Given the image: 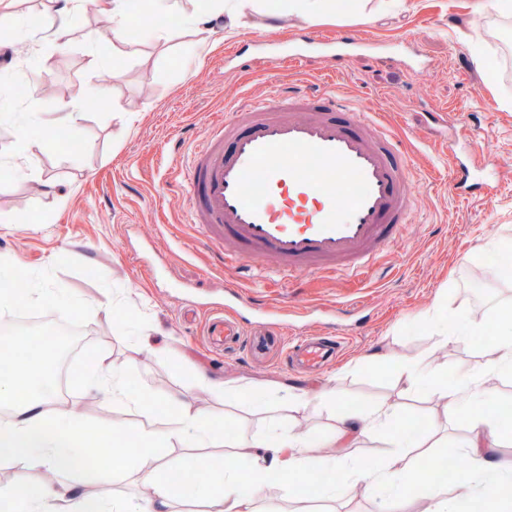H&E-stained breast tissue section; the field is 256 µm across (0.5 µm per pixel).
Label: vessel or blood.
Returning <instances> with one entry per match:
<instances>
[{
  "label": "vessel or blood",
  "instance_id": "obj_1",
  "mask_svg": "<svg viewBox=\"0 0 512 512\" xmlns=\"http://www.w3.org/2000/svg\"><path fill=\"white\" fill-rule=\"evenodd\" d=\"M267 46L266 71L312 57L358 55L371 48L356 33L300 35L282 42L258 36ZM451 192L485 197L486 185L449 149ZM411 163L400 136L369 113L332 93H300L274 87L265 99L233 107L213 121L191 150L184 186L191 223L218 245L219 261L240 252L254 260L275 255L289 277L363 274L401 243L413 212L408 190ZM233 306L207 326L212 346H234L242 331ZM337 336L299 338L287 360L302 367L331 360Z\"/></svg>",
  "mask_w": 512,
  "mask_h": 512
}]
</instances>
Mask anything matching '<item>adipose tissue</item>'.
I'll list each match as a JSON object with an SVG mask.
<instances>
[{
    "mask_svg": "<svg viewBox=\"0 0 512 512\" xmlns=\"http://www.w3.org/2000/svg\"><path fill=\"white\" fill-rule=\"evenodd\" d=\"M55 2L53 10L32 22L31 32L39 41L61 45L76 23V0ZM498 322L499 329L485 348V368L479 373L462 371L452 379L446 369L425 357L401 359L390 353H373L369 360L391 368L413 391L428 387L438 390L446 399L447 410L466 420L471 466L453 480L465 498L512 502V464L497 457L498 425L479 412L481 405L491 403L495 397L492 378L512 372V309L500 311ZM43 368V362L29 363L17 367L10 378L0 379V404L9 407L8 414L0 417V463L23 462L58 473H80L81 459L87 452L86 440L111 439L112 427L80 421L53 406L44 391ZM133 373V366L117 367L102 358L93 379L113 399L143 412L152 411V403L128 393L126 383ZM401 420V409L388 402L344 411L341 421L354 437H384L386 452L375 460L321 458L310 449L312 433L283 434L278 422H271L269 432L282 435L284 449L267 448L262 438L250 441L251 470L244 475L236 465H215L201 456L170 461L158 457L157 450L166 438H180L187 433L198 448L241 447L239 438L225 435L223 419L202 408L183 410L166 436L143 432L105 455V465L99 471L105 481L122 473L128 463L142 462V481L151 490L144 504L133 505L109 494L90 503L68 481L42 486L18 481L0 487V505L8 512H171L176 499L195 496L194 484L184 479L192 471L208 475L209 493L217 498L219 512H253V504L270 485L289 487L313 471L324 472L321 491L326 496L344 497L361 487L374 494L387 493L394 503L402 504L412 498L417 487L419 449L436 447L441 437L436 421H428V434L420 435L406 432Z\"/></svg>",
    "mask_w": 512,
    "mask_h": 512,
    "instance_id": "ef3b65f1",
    "label": "adipose tissue"
}]
</instances>
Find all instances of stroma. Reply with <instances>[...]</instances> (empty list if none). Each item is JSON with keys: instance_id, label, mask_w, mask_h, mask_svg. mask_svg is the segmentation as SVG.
<instances>
[{"instance_id": "stroma-1", "label": "stroma", "mask_w": 512, "mask_h": 512, "mask_svg": "<svg viewBox=\"0 0 512 512\" xmlns=\"http://www.w3.org/2000/svg\"><path fill=\"white\" fill-rule=\"evenodd\" d=\"M467 3L396 0L381 11L378 0H362L371 22H359L349 7L336 21L314 23L289 13L285 0H267L263 12L248 2L239 25L228 31L223 17L205 14L208 0H180L168 17L150 10L137 14L133 24L141 36L115 45L93 0H82L65 45H37L0 29V68L11 72L0 85V100L8 111L35 113L48 122L73 102L85 104L72 141H43L35 128L23 140L13 125L0 124V160L21 150L32 168L25 178L0 174V259L42 271L71 257L102 272V284L69 270H56L55 280L93 307L84 344L101 346L114 363L134 365L128 389L152 402L154 410L143 414L105 399L94 387L64 389L54 401L79 405L83 420L162 433L171 419L167 403L174 398L190 410L204 405L244 439L266 436L276 416L285 428L313 432L323 442L338 439L344 408L386 400L402 408L404 421L437 419L448 447L465 453L466 424L447 412L438 391L408 395L393 370L363 357L377 350L423 355L452 375L481 372L498 312L512 306V278L494 273L496 251L512 248V18L491 9L475 15ZM193 10L203 13L196 28L181 19ZM348 30L378 42L379 50L344 61L287 64L273 79L246 42L264 32L333 36ZM477 53L486 62L481 71L471 64ZM32 78L39 93L27 88ZM274 80L335 93L395 129L409 146L415 209L402 243L367 275L292 284L275 259L256 270L247 257L225 274L212 271L214 253L189 221L181 182L187 156L211 120L240 98H263ZM447 135L454 137L463 162L482 169L491 187L487 204L449 192L448 156L436 145ZM478 141L488 144L490 153L475 151ZM46 180L56 182L57 197L44 195ZM110 286L147 316V331L165 348L166 361L118 333L110 311L99 306ZM229 287L243 299L273 305L265 313L242 308L248 345L236 351L204 341L206 316L223 308ZM464 312L482 314V334L441 343L435 314L452 322ZM331 327L344 342L334 364L314 373L286 364L296 339ZM198 372L229 386L270 391L268 411L191 386ZM286 386L307 393L309 403L288 402ZM323 390L331 392V401L318 400ZM139 477L135 464L109 485L89 472L80 491L89 501L105 492L148 497ZM299 504L307 512H391L393 507L387 497L361 488L328 501L316 492L306 497L301 488L281 487L254 508L292 512Z\"/></svg>"}]
</instances>
